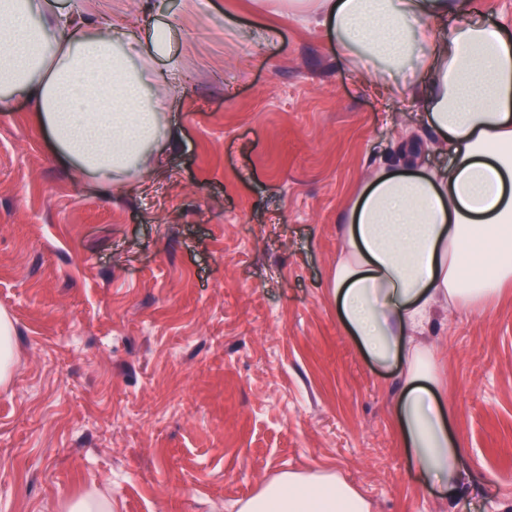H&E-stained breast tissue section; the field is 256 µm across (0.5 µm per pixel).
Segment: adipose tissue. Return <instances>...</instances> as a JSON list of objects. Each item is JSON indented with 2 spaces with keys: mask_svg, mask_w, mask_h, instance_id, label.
<instances>
[{
  "mask_svg": "<svg viewBox=\"0 0 512 512\" xmlns=\"http://www.w3.org/2000/svg\"><path fill=\"white\" fill-rule=\"evenodd\" d=\"M298 11L314 12L343 57L358 49L390 68L416 59L427 120L451 158L444 169L419 166L408 133L371 168L342 217L333 294L341 324L374 362L403 363L396 418L410 463L423 487L452 493L466 480L462 450L435 355L416 334L439 300L469 309L512 283V22L472 19L470 0H313ZM166 33L139 35L52 0H0V104L29 99L61 161L104 188L161 171L163 145L178 139L163 115L179 105L183 80L177 65L153 63L169 53ZM239 512L371 505L337 476L288 473Z\"/></svg>",
  "mask_w": 512,
  "mask_h": 512,
  "instance_id": "obj_1",
  "label": "adipose tissue"
}]
</instances>
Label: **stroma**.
<instances>
[{
	"label": "stroma",
	"mask_w": 512,
	"mask_h": 512,
	"mask_svg": "<svg viewBox=\"0 0 512 512\" xmlns=\"http://www.w3.org/2000/svg\"><path fill=\"white\" fill-rule=\"evenodd\" d=\"M170 23L191 75L166 113L180 142L124 193L61 164L23 97L0 111V512H238L285 473H332L371 512H512V288L440 304L418 338L436 357L469 479L420 485L395 423L399 365L340 324L341 218L401 128L436 133L404 96L338 61L334 39L260 0H56ZM12 323L4 311L0 313V381L5 382L8 378L11 365V345Z\"/></svg>",
	"instance_id": "35a3bbf8"
}]
</instances>
